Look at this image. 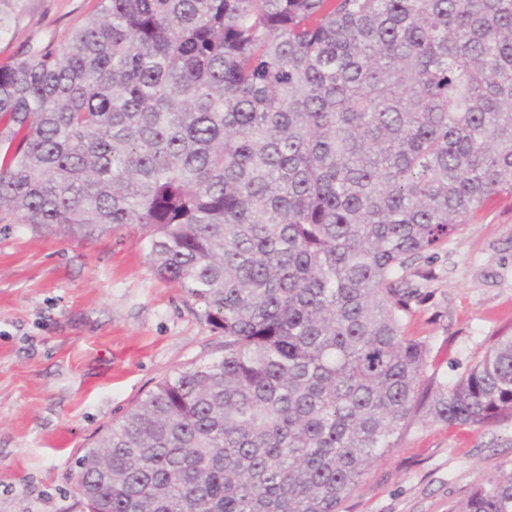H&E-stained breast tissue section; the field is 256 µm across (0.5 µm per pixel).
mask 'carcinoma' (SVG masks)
I'll use <instances>...</instances> for the list:
<instances>
[{
	"label": "carcinoma",
	"mask_w": 512,
	"mask_h": 512,
	"mask_svg": "<svg viewBox=\"0 0 512 512\" xmlns=\"http://www.w3.org/2000/svg\"><path fill=\"white\" fill-rule=\"evenodd\" d=\"M503 191L512 0H98L0 64V223L136 224L224 333L79 458L88 512H339L421 417L512 418L511 333L450 381L405 332L407 273ZM460 512H512V470Z\"/></svg>",
	"instance_id": "obj_1"
}]
</instances>
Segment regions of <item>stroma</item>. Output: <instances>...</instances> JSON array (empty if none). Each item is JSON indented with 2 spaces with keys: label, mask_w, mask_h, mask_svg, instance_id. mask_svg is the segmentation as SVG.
Segmentation results:
<instances>
[{
  "label": "stroma",
  "mask_w": 512,
  "mask_h": 512,
  "mask_svg": "<svg viewBox=\"0 0 512 512\" xmlns=\"http://www.w3.org/2000/svg\"><path fill=\"white\" fill-rule=\"evenodd\" d=\"M95 0H23L0 35V61L60 44ZM420 275L406 333L456 379L512 334V193L490 196ZM224 355V335L147 256L127 226L89 243L0 224V512H88L77 461L155 384ZM512 470V419L423 422L375 462L340 512H457Z\"/></svg>",
  "instance_id": "35a3bbf8"
}]
</instances>
